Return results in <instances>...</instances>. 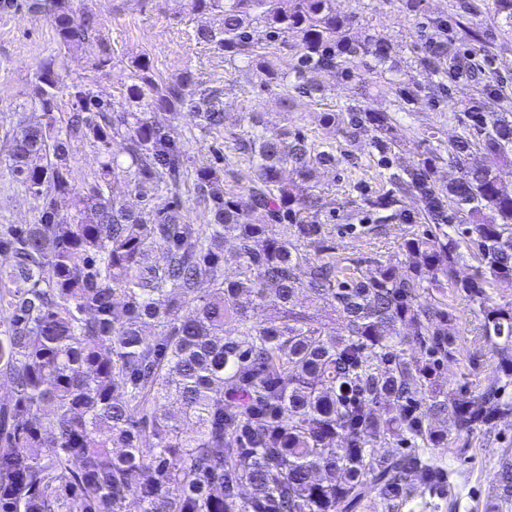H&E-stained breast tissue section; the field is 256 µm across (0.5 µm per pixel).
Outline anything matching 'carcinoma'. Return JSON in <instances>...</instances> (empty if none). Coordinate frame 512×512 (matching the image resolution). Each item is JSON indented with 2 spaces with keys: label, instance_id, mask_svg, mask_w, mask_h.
Returning a JSON list of instances; mask_svg holds the SVG:
<instances>
[{
  "label": "carcinoma",
  "instance_id": "obj_1",
  "mask_svg": "<svg viewBox=\"0 0 512 512\" xmlns=\"http://www.w3.org/2000/svg\"><path fill=\"white\" fill-rule=\"evenodd\" d=\"M186 2L193 13L219 17L195 29L196 43L224 65L252 72L260 86L281 88L283 113L290 88L322 96L308 80L313 70L336 72L359 88L364 74L388 71L385 39L368 30L352 37L357 17L337 14L333 0ZM27 10L49 19L60 47L94 46L97 65L112 62L95 15L75 17L70 0H27ZM290 41L299 48L293 62L268 58L270 44ZM447 55L448 44L434 42L427 77L441 76L436 60ZM122 85L131 108L115 111L46 61L30 98L45 122L0 142L5 164L38 209L33 224L0 225V311L10 314L0 322V374L12 385L0 406V512H123L129 498L140 512H360L371 497L384 512H399L420 490L430 496L421 508H439L434 499L451 496L454 482L434 452L448 435L431 418L449 415L461 436L512 416L501 385L512 377V304L490 293L512 281V189L493 169L512 157V120L504 112L468 113L469 133L451 149L460 177L446 185L434 178L430 159L396 166L391 180L418 210L399 206L394 193L367 196L363 207L402 224L422 217L435 232L403 241L400 270L376 261L342 278L321 222L328 202L313 184L320 169L336 164L331 150L254 112L250 131L236 140L237 161L227 163L247 187L228 191L209 165L188 173L185 145L166 117L185 110L202 129L220 132L223 89L188 72L160 80L144 55ZM65 90L73 102L61 112ZM360 96L347 105L343 128L352 137L373 130L376 150L386 155L397 119L369 111ZM117 137L126 160L105 154L87 191L75 192L71 143L107 151ZM476 147L489 164L469 165ZM119 174L140 208L109 193ZM162 191L195 195L206 223L191 224L174 203L156 202ZM60 198L71 200L66 214L58 212ZM450 208L466 222L460 239L448 232ZM271 224L282 226L280 234H267ZM227 238L237 242L229 259ZM463 239L480 264L468 280L457 277ZM155 247L164 261L148 265ZM450 285L478 307L479 335L499 355L503 377L465 396H434L422 408L418 393L453 355L456 318L444 298ZM301 290L337 310L341 335L295 308ZM430 290L439 296L420 303ZM243 295L269 315L254 320ZM150 326L151 339L144 334ZM401 328L425 359L401 358ZM170 399L180 403L177 420L162 410ZM391 433L412 448L376 456L373 445ZM500 494L512 499L509 451Z\"/></svg>",
  "mask_w": 512,
  "mask_h": 512
}]
</instances>
